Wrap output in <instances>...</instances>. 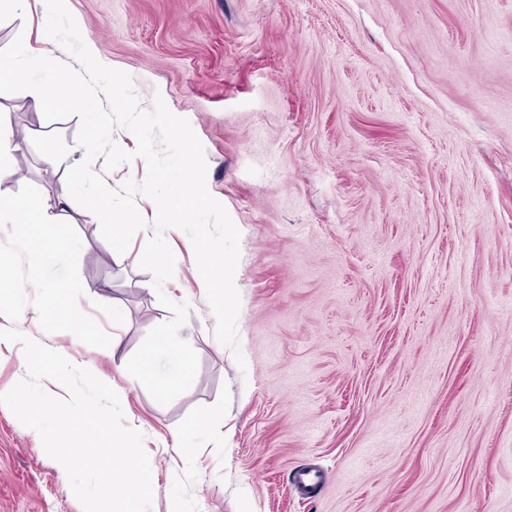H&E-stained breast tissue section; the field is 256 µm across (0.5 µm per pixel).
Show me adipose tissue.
<instances>
[{"label":"adipose tissue","instance_id":"adipose-tissue-1","mask_svg":"<svg viewBox=\"0 0 512 512\" xmlns=\"http://www.w3.org/2000/svg\"><path fill=\"white\" fill-rule=\"evenodd\" d=\"M68 197L59 195L42 201L23 196L0 194V222L19 227L18 242L35 254H43L49 244L71 245L65 219Z\"/></svg>","mask_w":512,"mask_h":512}]
</instances>
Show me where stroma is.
Wrapping results in <instances>:
<instances>
[{
	"mask_svg": "<svg viewBox=\"0 0 512 512\" xmlns=\"http://www.w3.org/2000/svg\"><path fill=\"white\" fill-rule=\"evenodd\" d=\"M143 110L163 99L205 149L238 228L237 364L214 335L189 237L168 229L169 298L199 367L167 405L125 368L169 317L139 260L116 265L72 205V247L37 258L0 223V309L120 396L150 457V512H512V0H69ZM40 6L0 16L57 53ZM15 136L0 192L67 190L53 152L80 121L0 94ZM70 284L85 335L28 289ZM121 314H114V306ZM117 343L115 357L105 349ZM184 430L189 454L174 450ZM308 468L319 483L292 480ZM62 465L0 405V512H83Z\"/></svg>",
	"mask_w": 512,
	"mask_h": 512,
	"instance_id": "1",
	"label": "stroma"
}]
</instances>
